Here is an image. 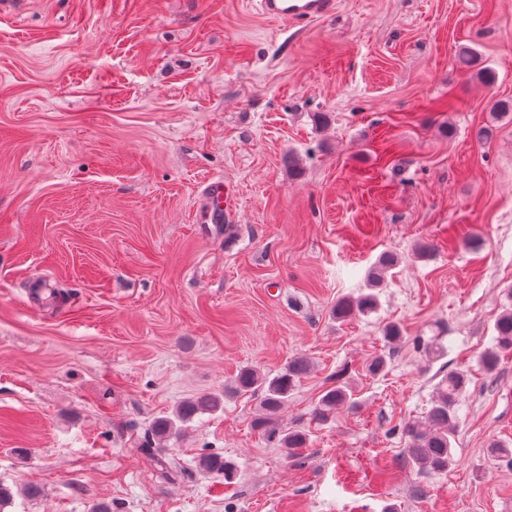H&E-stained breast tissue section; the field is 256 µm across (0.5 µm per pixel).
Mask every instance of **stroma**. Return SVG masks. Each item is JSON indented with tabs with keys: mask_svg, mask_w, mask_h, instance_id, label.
<instances>
[{
	"mask_svg": "<svg viewBox=\"0 0 512 512\" xmlns=\"http://www.w3.org/2000/svg\"><path fill=\"white\" fill-rule=\"evenodd\" d=\"M501 99L512 0H337L288 28L252 0L0 10L5 512H512V466L490 451L512 445V351L480 365L512 305ZM218 179L238 209L216 238L203 189ZM385 253L377 310L334 319ZM436 334L431 360L417 341ZM296 357L312 371L278 423L309 436L289 452L253 429L257 398L226 388ZM454 370L472 378L454 462L424 472L402 427ZM339 381L351 401L313 423ZM203 392L223 408L145 448L156 417ZM209 453L232 478L198 467Z\"/></svg>",
	"mask_w": 512,
	"mask_h": 512,
	"instance_id": "obj_1",
	"label": "stroma"
}]
</instances>
